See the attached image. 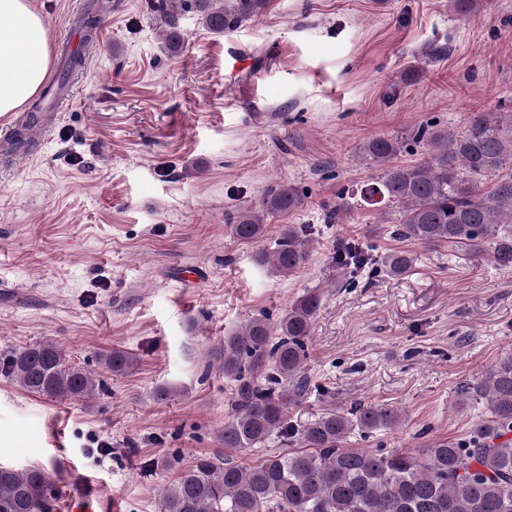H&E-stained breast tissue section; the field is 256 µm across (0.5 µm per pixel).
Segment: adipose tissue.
I'll return each instance as SVG.
<instances>
[{"label": "adipose tissue", "instance_id": "adipose-tissue-1", "mask_svg": "<svg viewBox=\"0 0 512 512\" xmlns=\"http://www.w3.org/2000/svg\"><path fill=\"white\" fill-rule=\"evenodd\" d=\"M51 62L47 23L29 0H0V116L18 111Z\"/></svg>", "mask_w": 512, "mask_h": 512}]
</instances>
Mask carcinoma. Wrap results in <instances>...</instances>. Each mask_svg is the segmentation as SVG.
Listing matches in <instances>:
<instances>
[{
    "label": "carcinoma",
    "instance_id": "1",
    "mask_svg": "<svg viewBox=\"0 0 512 512\" xmlns=\"http://www.w3.org/2000/svg\"><path fill=\"white\" fill-rule=\"evenodd\" d=\"M202 25L217 34L258 18L266 0H193ZM165 49L178 53L180 28L168 18L160 30ZM415 143L429 144L426 156L396 164L404 141L376 137L360 149L383 175L360 188L371 205L385 200L401 205L398 234L427 246H448L470 259H489L512 269V128L503 131L493 118L474 115L460 134L419 127ZM496 176L490 186L482 178ZM300 204L286 184L269 188L259 210L232 217V233L243 241L264 236L267 217L286 214ZM307 256L302 227L284 224L272 249L258 261L270 273L295 272ZM376 259L357 243L336 250L335 266L345 278ZM407 250L381 260L390 277H404L414 266ZM309 291L285 313L262 314L224 337L217 357L224 377L234 382L231 413L224 421V447L246 451L262 447L273 435L297 439L247 463H216L207 458L183 471L161 499V512H512V357L497 363L466 394L484 401L487 417L477 421L463 442L439 440L420 456L405 451L347 448L353 431L364 435L391 428L401 419L389 404H359L352 417L326 413L302 427L290 413L304 395L307 340L321 307ZM101 363L124 373L130 356L118 349ZM13 380L39 396L84 399L103 388L93 372L66 362L58 346L37 341L13 353ZM53 481L39 467L0 466V512H53Z\"/></svg>",
    "mask_w": 512,
    "mask_h": 512
}]
</instances>
